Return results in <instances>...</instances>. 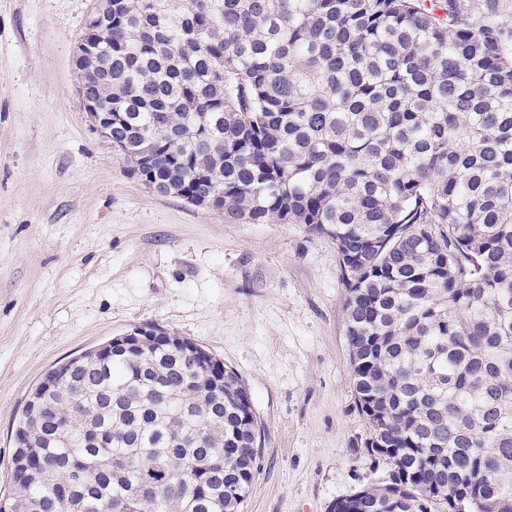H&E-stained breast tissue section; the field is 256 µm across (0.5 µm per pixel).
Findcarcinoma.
Segmentation results:
<instances>
[{"label": "carcinoma", "mask_w": 512, "mask_h": 512, "mask_svg": "<svg viewBox=\"0 0 512 512\" xmlns=\"http://www.w3.org/2000/svg\"><path fill=\"white\" fill-rule=\"evenodd\" d=\"M80 82L133 170L339 245L364 448L335 512H512V23L503 0H112ZM16 425V512H242L250 393L165 345L89 349Z\"/></svg>", "instance_id": "1"}]
</instances>
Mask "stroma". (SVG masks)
Segmentation results:
<instances>
[{"label":"stroma","mask_w":512,"mask_h":512,"mask_svg":"<svg viewBox=\"0 0 512 512\" xmlns=\"http://www.w3.org/2000/svg\"><path fill=\"white\" fill-rule=\"evenodd\" d=\"M92 6L0 0V496L44 374L150 323L248 388L263 453L242 512H332L387 472L363 449L336 246L302 224H228L150 191L76 93Z\"/></svg>","instance_id":"obj_1"}]
</instances>
